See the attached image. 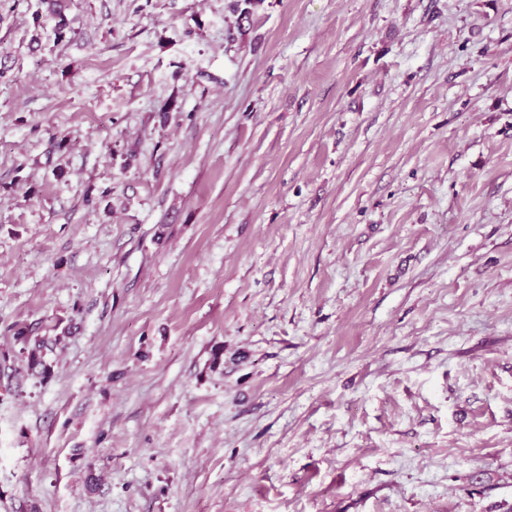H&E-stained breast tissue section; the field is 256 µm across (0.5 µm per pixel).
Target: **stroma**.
<instances>
[{
  "mask_svg": "<svg viewBox=\"0 0 512 512\" xmlns=\"http://www.w3.org/2000/svg\"><path fill=\"white\" fill-rule=\"evenodd\" d=\"M232 2L0 0V512H512V0ZM15 339L22 344V354H25L26 367L28 369H36L38 366H43L42 348L45 344V339L35 338L33 341L24 330H17Z\"/></svg>",
  "mask_w": 512,
  "mask_h": 512,
  "instance_id": "obj_1",
  "label": "stroma"
}]
</instances>
